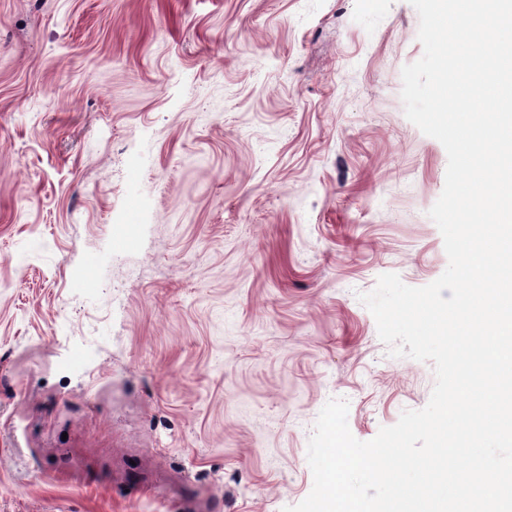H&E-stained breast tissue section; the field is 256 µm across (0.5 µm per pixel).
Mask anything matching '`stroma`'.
<instances>
[{
	"instance_id": "stroma-1",
	"label": "stroma",
	"mask_w": 512,
	"mask_h": 512,
	"mask_svg": "<svg viewBox=\"0 0 512 512\" xmlns=\"http://www.w3.org/2000/svg\"><path fill=\"white\" fill-rule=\"evenodd\" d=\"M409 0H0V512H283L419 410L360 294L448 266Z\"/></svg>"
}]
</instances>
